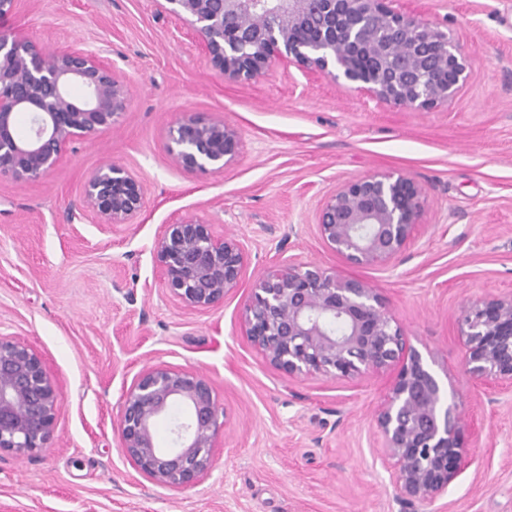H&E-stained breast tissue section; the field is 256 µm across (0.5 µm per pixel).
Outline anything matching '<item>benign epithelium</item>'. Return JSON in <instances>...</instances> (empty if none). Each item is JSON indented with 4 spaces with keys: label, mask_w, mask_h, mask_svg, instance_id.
Returning a JSON list of instances; mask_svg holds the SVG:
<instances>
[{
    "label": "benign epithelium",
    "mask_w": 512,
    "mask_h": 512,
    "mask_svg": "<svg viewBox=\"0 0 512 512\" xmlns=\"http://www.w3.org/2000/svg\"><path fill=\"white\" fill-rule=\"evenodd\" d=\"M168 11L200 37L206 59L224 79L255 82L285 60L307 75L355 87L376 102L427 112L452 100L469 77L471 55L438 25L401 13L394 0H165ZM84 95L76 100L71 87ZM127 88L99 52H49L0 27V169L40 180L68 148L109 128L126 111ZM30 134L17 133L19 115ZM180 167L221 172L241 153V136L222 119L186 116L167 132ZM425 189L394 173L344 181L322 200V240L355 266H387L405 250L425 202ZM144 205V187L128 168L99 166L84 190L83 214L98 224H124ZM154 257L168 297L192 311L224 303L246 264L239 243L190 214L166 224ZM243 335L278 372L294 378L354 379L395 370L376 416L389 485L400 503L434 500L467 465L466 425L440 382L410 343L377 289L306 264L260 275L245 300ZM464 366L475 378L512 390V294L475 298L465 307ZM185 416L159 445L156 427L172 406ZM59 401L40 354L0 336V451L19 457L50 447ZM223 407L202 374L156 364L123 394L122 453L152 483L183 489L213 468Z\"/></svg>",
    "instance_id": "1"
}]
</instances>
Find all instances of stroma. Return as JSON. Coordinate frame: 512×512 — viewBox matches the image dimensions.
Instances as JSON below:
<instances>
[{
	"label": "stroma",
	"instance_id": "1",
	"mask_svg": "<svg viewBox=\"0 0 512 512\" xmlns=\"http://www.w3.org/2000/svg\"><path fill=\"white\" fill-rule=\"evenodd\" d=\"M472 55L448 105H375L330 79L276 66L251 84L220 77L192 29L158 0H18L13 33L56 51L102 52L128 90L112 127L33 182L0 172V336L32 345L57 389L52 444L0 451V512H512V392L470 377L460 336L469 299L512 294V0H395ZM186 115L221 118L242 140L224 172L189 173L166 147ZM145 189L126 223L81 211L103 161ZM396 172L426 191L402 256L355 267L319 237L321 199L343 181ZM197 214L245 249L239 288L206 312L168 299L154 259L165 224ZM314 264L377 288L431 361L473 436L447 494L394 500L375 413L392 372L288 379L243 336L257 276ZM157 363L194 369L224 409L210 474L156 486L119 447L121 395Z\"/></svg>",
	"mask_w": 512,
	"mask_h": 512
}]
</instances>
